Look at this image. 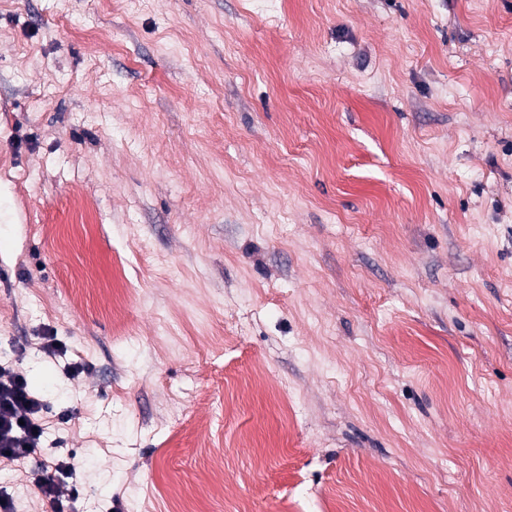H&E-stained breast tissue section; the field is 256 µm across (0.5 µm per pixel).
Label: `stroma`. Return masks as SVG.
Here are the masks:
<instances>
[{
    "label": "stroma",
    "instance_id": "stroma-1",
    "mask_svg": "<svg viewBox=\"0 0 512 512\" xmlns=\"http://www.w3.org/2000/svg\"><path fill=\"white\" fill-rule=\"evenodd\" d=\"M1 364L18 512H512V0H0ZM7 377L3 380V377ZM47 403L32 392L27 377L14 369L0 368V457L27 458L45 442L42 413ZM23 419L24 425L19 424ZM49 463L51 466L44 464L41 470L30 473L31 483L42 495L43 501L47 502L50 509L48 511L68 512L71 502L77 501L81 494L82 478L79 475L78 463L74 455L53 458ZM60 483L68 484L67 496L60 495Z\"/></svg>",
    "mask_w": 512,
    "mask_h": 512
}]
</instances>
